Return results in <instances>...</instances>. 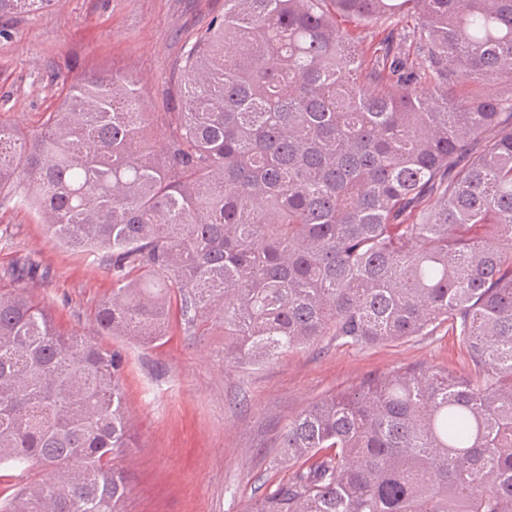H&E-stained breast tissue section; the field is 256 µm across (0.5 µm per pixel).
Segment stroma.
<instances>
[{"label":"stroma","instance_id":"obj_1","mask_svg":"<svg viewBox=\"0 0 512 512\" xmlns=\"http://www.w3.org/2000/svg\"><path fill=\"white\" fill-rule=\"evenodd\" d=\"M224 0H53L50 7L0 20V121L28 132L61 100L71 67L136 75L154 134L173 111L174 60ZM39 261L31 285L62 331H79L125 356V394L136 433L122 464L126 512H243L286 479L278 468L289 420L321 397L399 367L468 368L447 326L428 336L352 346L326 339L251 370L225 368L220 332L141 346L99 332L93 318L112 291L111 275L91 257L57 247L29 209L0 201V286L19 260Z\"/></svg>","mask_w":512,"mask_h":512}]
</instances>
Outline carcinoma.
Wrapping results in <instances>:
<instances>
[{
	"mask_svg": "<svg viewBox=\"0 0 512 512\" xmlns=\"http://www.w3.org/2000/svg\"><path fill=\"white\" fill-rule=\"evenodd\" d=\"M51 0H0V18ZM413 24L432 81L347 31ZM512 0H224L152 135L126 72L83 75L28 134L0 124V198L112 273L95 321L160 346L224 335L227 366L326 337L446 323L464 373L398 368L280 435L288 479L245 512H512ZM472 90L448 96V82ZM0 288V512H125V358Z\"/></svg>",
	"mask_w": 512,
	"mask_h": 512,
	"instance_id": "carcinoma-1",
	"label": "carcinoma"
}]
</instances>
